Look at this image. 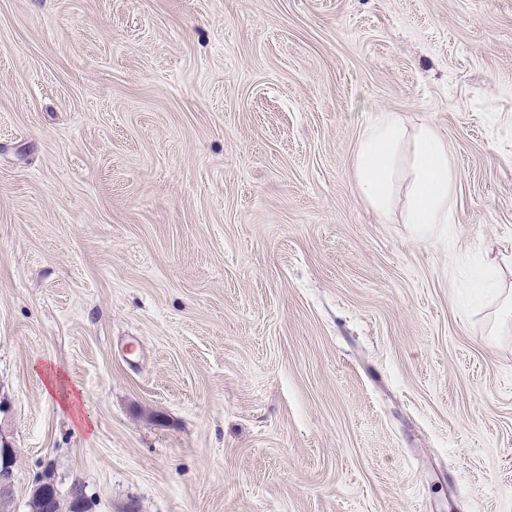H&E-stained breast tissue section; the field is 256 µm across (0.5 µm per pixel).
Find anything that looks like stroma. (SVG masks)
Masks as SVG:
<instances>
[{"instance_id":"obj_1","label":"stroma","mask_w":512,"mask_h":512,"mask_svg":"<svg viewBox=\"0 0 512 512\" xmlns=\"http://www.w3.org/2000/svg\"><path fill=\"white\" fill-rule=\"evenodd\" d=\"M382 112L431 236L355 190ZM509 287L512 0H0L14 512H512ZM411 168L404 223L419 224L418 232L425 236L433 224L448 223L453 181L448 144L429 125H422L415 136ZM30 503L35 512H88L90 509L89 500L79 487L72 488L63 498L48 471L32 487Z\"/></svg>"}]
</instances>
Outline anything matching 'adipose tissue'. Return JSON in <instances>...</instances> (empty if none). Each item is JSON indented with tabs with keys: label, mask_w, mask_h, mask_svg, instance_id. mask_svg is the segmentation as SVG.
Segmentation results:
<instances>
[{
	"label": "adipose tissue",
	"mask_w": 512,
	"mask_h": 512,
	"mask_svg": "<svg viewBox=\"0 0 512 512\" xmlns=\"http://www.w3.org/2000/svg\"><path fill=\"white\" fill-rule=\"evenodd\" d=\"M405 138L401 118L382 113L363 134L353 159L355 178L361 196L378 214L389 210L393 176L399 147ZM405 221L417 225L420 234H429L434 225L450 217L453 167L447 143L428 125L415 136Z\"/></svg>",
	"instance_id": "1"
}]
</instances>
